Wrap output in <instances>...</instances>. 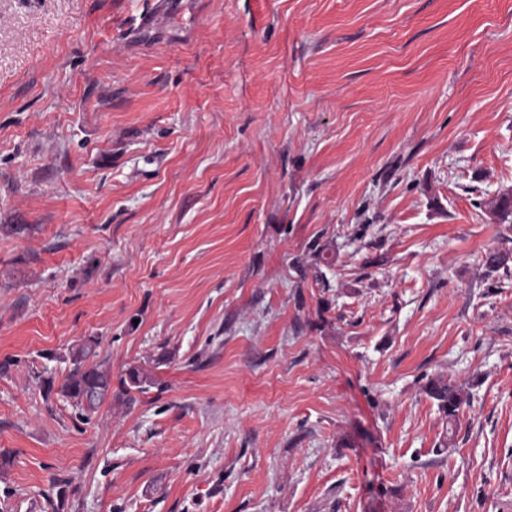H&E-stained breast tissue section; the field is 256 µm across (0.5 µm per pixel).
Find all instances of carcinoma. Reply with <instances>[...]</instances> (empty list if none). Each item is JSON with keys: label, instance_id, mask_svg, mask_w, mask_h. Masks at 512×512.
<instances>
[{"label": "carcinoma", "instance_id": "obj_1", "mask_svg": "<svg viewBox=\"0 0 512 512\" xmlns=\"http://www.w3.org/2000/svg\"><path fill=\"white\" fill-rule=\"evenodd\" d=\"M491 212L500 224H512V193H503L491 207ZM309 250L315 263L328 265L331 263L333 252L328 244L314 241ZM484 265L488 273L503 272L509 276L512 274V252L502 249H493L484 255ZM97 341L90 338L78 345L73 354L74 368L68 373L62 385V392L78 409L79 416L89 418L91 410L84 406V397L93 395L97 398V404H102L112 387V374L102 362H89L91 355L95 354ZM125 392L135 390L139 393L148 391L153 385V380L137 367L126 370L125 376L120 379ZM425 394L436 401L439 411L445 417L446 422H456L462 413V406L469 403L470 394L456 383L441 377H431L423 385Z\"/></svg>", "mask_w": 512, "mask_h": 512}]
</instances>
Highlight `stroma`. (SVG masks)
I'll use <instances>...</instances> for the list:
<instances>
[{"instance_id":"35a3bbf8","label":"stroma","mask_w":512,"mask_h":512,"mask_svg":"<svg viewBox=\"0 0 512 512\" xmlns=\"http://www.w3.org/2000/svg\"><path fill=\"white\" fill-rule=\"evenodd\" d=\"M511 191L512 0H0V512H512ZM483 262L489 274L503 270V274L506 276L511 275L512 252L508 250H490L484 255ZM96 348L97 341L92 338L75 348L72 354L74 368L66 376L61 388L78 409L79 416L85 419L102 404L112 387L111 371L103 362L85 364L91 355L97 356ZM86 395H94L97 398L96 408L89 410L84 406ZM125 375L121 377L120 383L125 392L128 393L132 389L139 393L147 392L148 387L154 384L152 378L137 367H129ZM425 394L436 401L446 422H456L462 413V406L468 404L471 394L456 383L442 377L428 378L422 387Z\"/></svg>"}]
</instances>
